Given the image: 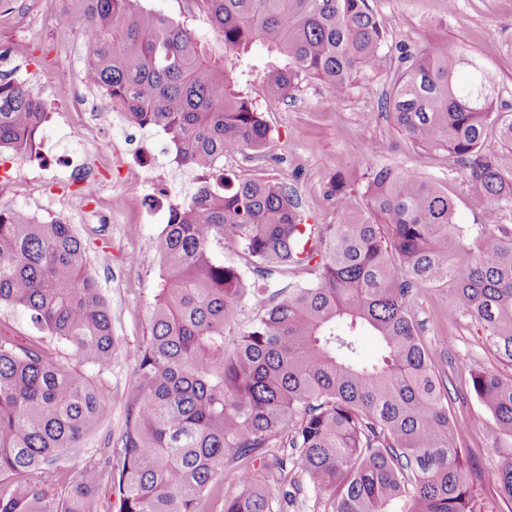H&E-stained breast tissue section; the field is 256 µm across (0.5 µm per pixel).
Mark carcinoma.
<instances>
[{
  "mask_svg": "<svg viewBox=\"0 0 512 512\" xmlns=\"http://www.w3.org/2000/svg\"><path fill=\"white\" fill-rule=\"evenodd\" d=\"M70 2L63 25L92 31L86 87L126 125L165 131L198 175L149 243L161 276L118 458L86 454L74 478L65 460L111 413V309L73 225L0 209V306L24 310L37 331L0 325V512H105L106 474L119 512H211L230 467L242 490L223 512H288L298 496L331 512H485L410 314L416 286L439 289L512 367V227L501 223L512 176L484 149L493 128L512 143V113L482 66L446 46L402 45L383 103L414 144L448 152L479 223H457L437 181L384 166L360 197L332 184L339 223L304 224L287 184L224 171L230 150L275 160L239 74L258 41L284 60L265 75L268 97L307 79L343 91L384 53L367 0H190L217 49L143 0ZM46 119L38 97L0 78V151L37 156ZM226 245L253 280L224 264ZM302 267L313 283L270 291ZM368 332L380 342L371 363L359 353ZM467 385L512 438V377L473 368ZM258 457L275 486L253 477ZM498 479L512 504V455Z\"/></svg>",
  "mask_w": 512,
  "mask_h": 512,
  "instance_id": "obj_1",
  "label": "carcinoma"
}]
</instances>
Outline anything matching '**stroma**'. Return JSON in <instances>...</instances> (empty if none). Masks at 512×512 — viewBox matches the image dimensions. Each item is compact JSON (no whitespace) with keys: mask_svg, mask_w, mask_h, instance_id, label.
I'll use <instances>...</instances> for the list:
<instances>
[{"mask_svg":"<svg viewBox=\"0 0 512 512\" xmlns=\"http://www.w3.org/2000/svg\"><path fill=\"white\" fill-rule=\"evenodd\" d=\"M368 4L387 31L385 57L379 68L358 75L339 96L309 79L290 90L287 98H268L264 77L278 59L261 44H253L240 88L271 128L268 152L274 160L258 165L235 152L225 155L224 169L244 178L288 182L296 191L303 223L334 224L339 214L327 195L331 183L340 179L359 190L367 171L394 166L440 180L456 203L458 222L477 223L478 208L470 203L467 185L447 153L414 145L382 111L381 101L398 74L399 45L419 49L441 44L476 59L493 80L499 103L512 111V0H368ZM18 37L56 48L53 67H45L38 56L26 58L27 88L43 103H51L61 90L63 75L82 67L83 57L74 51L77 36L38 17L21 30L0 26L1 44ZM95 136L112 157L113 179L136 173L146 184L163 181L170 187L163 209L119 198L109 228L76 227L88 250L89 271L111 306L117 347L105 382L111 414L88 445L89 451L106 456L108 436L120 435L125 427L134 355L150 333L160 262L147 245L163 231L168 206L192 193L196 173L175 163L164 131L127 126L117 113H110ZM135 247L143 254L131 264L127 255ZM411 313L434 357L435 373L448 388V411L461 428L458 443L477 468L471 476L475 490L485 498L487 512H512L496 494L501 451L492 417L464 383L465 372L472 367L503 376L512 375V368L486 346L481 328L462 319L438 289L418 286Z\"/></svg>","mask_w":512,"mask_h":512,"instance_id":"1","label":"stroma"}]
</instances>
